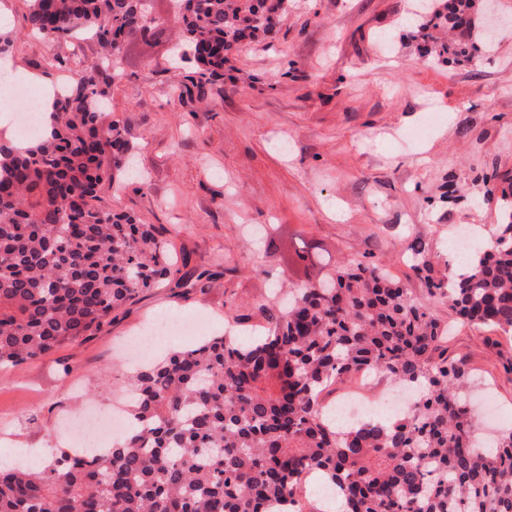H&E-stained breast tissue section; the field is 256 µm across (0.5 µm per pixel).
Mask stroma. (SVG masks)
Returning <instances> with one entry per match:
<instances>
[{
    "instance_id": "obj_1",
    "label": "stroma",
    "mask_w": 512,
    "mask_h": 512,
    "mask_svg": "<svg viewBox=\"0 0 512 512\" xmlns=\"http://www.w3.org/2000/svg\"><path fill=\"white\" fill-rule=\"evenodd\" d=\"M496 4L508 23L493 48L477 10L478 51L458 63L427 55L413 0H289L273 36L243 44L229 79L200 94L172 87L185 70L169 63L170 0H154L158 34L125 42L124 76L109 99L147 185H104L97 203L162 226L177 253L217 277L201 291L146 290L95 334L0 368V450L34 448L45 458L72 448L90 419L125 401L124 347L150 319L198 325L161 340L160 358L223 333L228 313L252 316L261 300L286 295L297 284L288 243L321 242L331 266L372 253L419 297L424 284L399 255L403 239L424 238L445 259L461 228L493 235L497 205L484 196L512 179V0ZM26 11L25 0H0L15 67L33 87L61 77L49 58L96 57L92 42L29 35ZM451 187L458 199L441 202ZM256 227L280 250L259 251ZM433 312L455 326L449 355L467 358L484 382L475 409L512 422V342L494 346L490 330L455 325L447 303Z\"/></svg>"
}]
</instances>
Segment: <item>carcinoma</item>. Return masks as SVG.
Instances as JSON below:
<instances>
[{
  "label": "carcinoma",
  "mask_w": 512,
  "mask_h": 512,
  "mask_svg": "<svg viewBox=\"0 0 512 512\" xmlns=\"http://www.w3.org/2000/svg\"><path fill=\"white\" fill-rule=\"evenodd\" d=\"M286 2L173 0V52L198 92L240 45L272 34ZM474 9L448 0V12L420 15L438 56L475 57L463 25ZM26 20L58 44L86 33L101 57L68 69L49 98L50 137L0 143V368L94 334L166 280L202 289L214 277L187 256L176 266L161 228L94 204L131 150L109 91L124 43L158 29L153 0H27ZM444 27L459 39L438 42ZM498 217L462 262L438 261L420 237L401 245L420 298L363 259L315 283L319 244L294 249L307 281L287 307H259L262 335L214 336L138 371L128 434L87 458L61 450L35 469H0V512H303L312 473L345 512H512V426L478 432L467 362L448 357V325L430 311L446 299L460 322L512 337V185ZM360 371L418 388L410 411L338 427L324 395Z\"/></svg>",
  "instance_id": "carcinoma-1"
}]
</instances>
